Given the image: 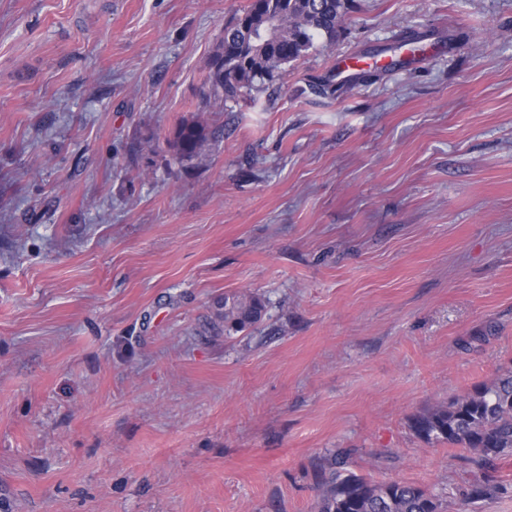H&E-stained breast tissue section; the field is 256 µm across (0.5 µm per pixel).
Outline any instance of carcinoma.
Returning <instances> with one entry per match:
<instances>
[{
  "instance_id": "obj_1",
  "label": "carcinoma",
  "mask_w": 512,
  "mask_h": 512,
  "mask_svg": "<svg viewBox=\"0 0 512 512\" xmlns=\"http://www.w3.org/2000/svg\"><path fill=\"white\" fill-rule=\"evenodd\" d=\"M353 0H250L224 24L207 62L209 78L236 101L260 91L300 59L318 38L333 43L343 33ZM205 129L192 122L174 133L171 147L182 160L200 155ZM264 302L254 294L224 295V328L239 331L260 322ZM413 428L428 443H446L474 455L480 467L512 453V368L490 384L474 388L415 418ZM318 512H440L427 489L400 481H370L331 468L318 475Z\"/></svg>"
}]
</instances>
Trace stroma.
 <instances>
[{
    "instance_id": "1",
    "label": "stroma",
    "mask_w": 512,
    "mask_h": 512,
    "mask_svg": "<svg viewBox=\"0 0 512 512\" xmlns=\"http://www.w3.org/2000/svg\"><path fill=\"white\" fill-rule=\"evenodd\" d=\"M248 3L0 0V512H317L335 453L512 512L413 430L512 366V0H356L228 102ZM205 129L202 125L192 122L182 124L174 133L171 147L182 160H192L200 155L204 141ZM265 311L264 302L254 294L233 293L224 295V328L239 331L260 322Z\"/></svg>"
}]
</instances>
